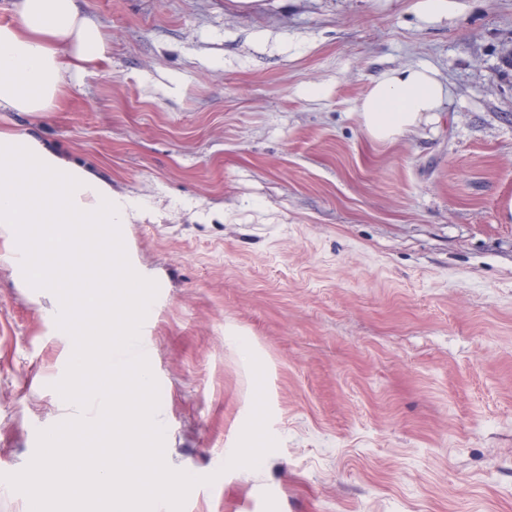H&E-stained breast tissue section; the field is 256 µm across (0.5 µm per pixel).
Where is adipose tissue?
Returning a JSON list of instances; mask_svg holds the SVG:
<instances>
[{"instance_id": "1", "label": "adipose tissue", "mask_w": 512, "mask_h": 512, "mask_svg": "<svg viewBox=\"0 0 512 512\" xmlns=\"http://www.w3.org/2000/svg\"><path fill=\"white\" fill-rule=\"evenodd\" d=\"M0 21V112H56L74 74L107 58L108 45L76 0H9ZM444 83L425 67L407 65L373 81L357 106L365 134L379 143L397 137L440 109ZM137 206L112 183L68 161L37 137L0 131V230L10 229L21 279L41 288H74L71 327L83 344L77 374L96 369L109 387L133 382L151 390L145 368L135 377L115 367L119 336L133 337L145 306V280L105 246L120 238ZM102 248L103 259L85 258Z\"/></svg>"}]
</instances>
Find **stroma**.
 <instances>
[{"instance_id": "stroma-1", "label": "stroma", "mask_w": 512, "mask_h": 512, "mask_svg": "<svg viewBox=\"0 0 512 512\" xmlns=\"http://www.w3.org/2000/svg\"><path fill=\"white\" fill-rule=\"evenodd\" d=\"M107 61L1 112L144 212L140 343L183 512H512V0H87ZM435 69L396 141L356 108ZM319 87L311 95L310 87ZM0 232V512L80 410L74 345ZM446 97L448 88L436 73L407 65L373 81L357 106V119L370 139L388 143L427 121Z\"/></svg>"}]
</instances>
